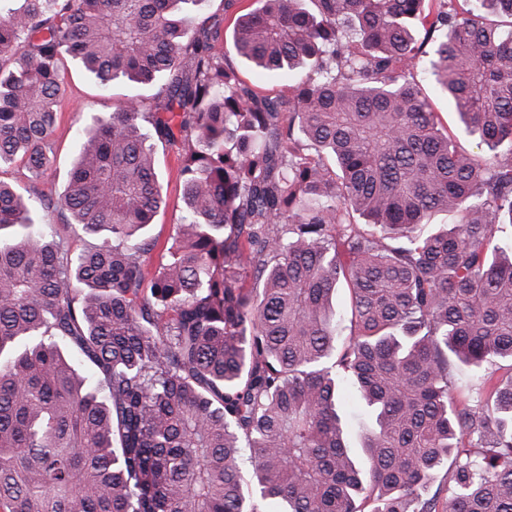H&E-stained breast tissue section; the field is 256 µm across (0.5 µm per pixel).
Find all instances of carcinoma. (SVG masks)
<instances>
[{
    "label": "carcinoma",
    "mask_w": 512,
    "mask_h": 512,
    "mask_svg": "<svg viewBox=\"0 0 512 512\" xmlns=\"http://www.w3.org/2000/svg\"><path fill=\"white\" fill-rule=\"evenodd\" d=\"M204 2L0 0V168L50 164L66 55L157 100L91 117L58 197L0 181V512H512V0H258L232 49L273 96ZM155 135L185 209L151 271ZM204 9L199 16L201 19L211 17L220 22L221 29L224 31V52L234 61L241 78L248 84L253 85L259 92L263 94L287 93L288 82L278 80L259 73L256 70L243 65L231 50V34L235 22V18L242 13L249 12L259 6L257 0H238L237 6L229 11H224L223 0H208ZM416 79L422 84L428 95L432 98L437 111L443 113V119L447 123L448 128L452 131H456L458 128V120L453 107L448 105L446 99L438 95L434 89L433 84L429 81L425 74L422 72L416 73ZM38 216L44 222L55 225L58 231L56 239L62 240L67 248H69L71 254H77L81 250L99 243L98 238L85 234L81 231L80 227L75 226L72 217L67 211L39 209ZM340 412L344 415L348 427V443L352 448H358L362 435V406L355 392L349 390L347 397L340 405Z\"/></svg>",
    "instance_id": "carcinoma-1"
}]
</instances>
